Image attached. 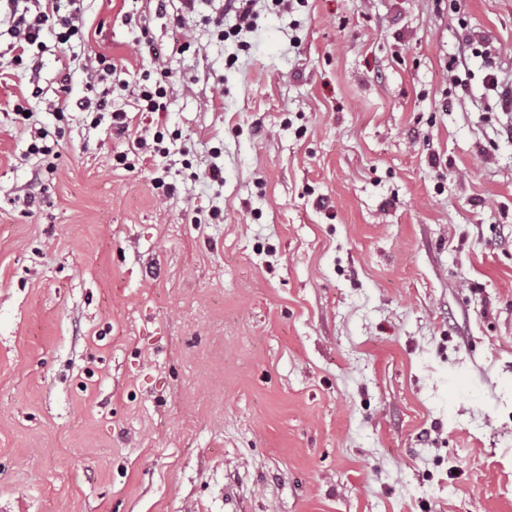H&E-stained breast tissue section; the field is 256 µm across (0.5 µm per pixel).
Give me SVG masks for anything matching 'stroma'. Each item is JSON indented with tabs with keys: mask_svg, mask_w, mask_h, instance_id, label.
<instances>
[{
	"mask_svg": "<svg viewBox=\"0 0 512 512\" xmlns=\"http://www.w3.org/2000/svg\"><path fill=\"white\" fill-rule=\"evenodd\" d=\"M223 7L0 43V512H512V0ZM99 54L128 132L56 118ZM228 2L226 14L233 13L235 23L226 31L224 30L223 17L215 22L214 26L217 28L218 38L226 40L231 35L237 37L240 34L254 32L259 17L257 9L259 0H229ZM166 97L165 87L156 82L153 86L143 85L135 99L138 112H161L165 105L161 99Z\"/></svg>",
	"mask_w": 512,
	"mask_h": 512,
	"instance_id": "obj_1",
	"label": "stroma"
}]
</instances>
